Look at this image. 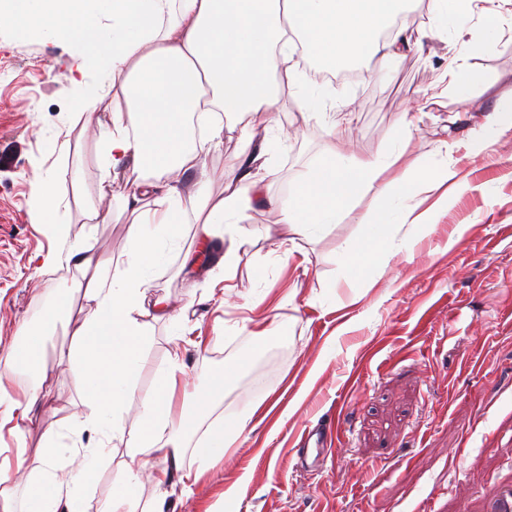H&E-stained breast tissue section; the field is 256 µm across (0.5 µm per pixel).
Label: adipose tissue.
I'll use <instances>...</instances> for the list:
<instances>
[{
    "mask_svg": "<svg viewBox=\"0 0 512 512\" xmlns=\"http://www.w3.org/2000/svg\"><path fill=\"white\" fill-rule=\"evenodd\" d=\"M417 0H0V25L68 35L82 43V71H106L114 87L112 110L100 122V99L86 94L79 106L86 124H98L104 141L107 180L132 181L126 205L136 217L129 231V255L112 264L78 250V264L91 271L85 304L74 330L68 359L84 392L88 408L74 429V447L82 451L77 467H59L57 437H47L34 457L17 454L12 471L20 492L0 500V512H85L83 492L95 462L109 454L122 436L126 417L136 434L127 444L131 459L148 464L163 454L167 469L153 474L155 484L178 477L191 493L198 476L184 467V424L169 407L178 374L184 368L172 352L155 390L135 395L148 336L144 317L171 325L174 339L184 326L179 313L162 299L150 300L154 273L180 248V216L191 210L201 219L202 250H209L212 225L241 221L239 201L250 192L264 204L265 186L275 170L268 162L267 141H260L241 161L237 175L213 194L203 164L206 141L190 136V117L201 105L235 116L247 137L255 135V117L264 115L267 129L277 128L279 100L296 87L303 71L294 55L298 48L334 70L356 57L380 56L397 62L425 39L447 36L460 16L478 18L494 29L512 25V8L489 12L482 0H428L418 24L409 14ZM108 26H100L101 17ZM410 141L406 120H399L390 145L380 154L359 159L347 155L342 143H325L320 158L288 195L283 223L292 235L282 241L285 253L321 234L325 225L349 215L351 201L370 194L381 203L379 216L394 224L428 229L429 212H417L416 196L446 201L449 191L467 189L452 159L453 146L441 141L439 163L424 162L389 179L385 173L404 156ZM198 176V187L183 194L180 178ZM378 224L367 227L340 253L342 266L356 274L385 266L389 252ZM71 306L68 293H56L43 305L36 325L22 326V341L13 355L32 377L22 392L0 378V430L22 436L44 404L41 380L48 371L43 357L45 338L62 322ZM255 411L225 423H211L197 442L200 468L219 463L224 447L247 430ZM91 440H81V433Z\"/></svg>",
    "mask_w": 512,
    "mask_h": 512,
    "instance_id": "obj_1",
    "label": "adipose tissue"
}]
</instances>
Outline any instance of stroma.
<instances>
[{
  "mask_svg": "<svg viewBox=\"0 0 512 512\" xmlns=\"http://www.w3.org/2000/svg\"><path fill=\"white\" fill-rule=\"evenodd\" d=\"M459 24L474 45L471 63L485 80L474 98L491 111L512 95V31L487 34L475 19ZM494 39L492 51L481 48ZM81 44L0 26V369L14 364L13 346L23 323L39 317V297L62 290L81 308L86 281L66 278L71 255L92 244L113 263L126 261L130 214L122 210L123 181L104 179L98 129H84L78 114L82 94H102L112 108L106 75H81ZM439 38L399 62L364 58L350 77L317 81L318 63L307 52L298 60L306 79L300 91L280 99V126L272 133L276 176L267 184L270 204L245 206L238 224H218L217 238L248 241V261L226 268L223 249L212 252L203 272L183 267L197 226L186 216L182 251L159 270L153 297L187 308L191 326L210 343L197 350L173 347L168 328L148 321L149 341L135 380L136 396L153 392L172 350L185 373L171 405L188 424L232 418L261 395L275 409L253 431L244 432L223 460L183 496L177 482H143L140 507L155 496L168 512H484L486 496L512 484V126L505 127L488 155L472 154L466 142L473 124L455 97L434 98L444 68ZM332 99L315 112L301 105L304 93ZM350 121H340V114ZM407 116L413 136L394 174L433 159L439 141L454 142L456 165L469 172L472 188L452 195L433 215L429 234L411 226L389 229L394 255L387 266L364 277L340 263L344 241L373 220L380 204L372 196L352 202V212L325 233L285 254L279 244L291 234L280 207L288 188L316 162L325 142L338 137L356 157L378 154ZM246 140L225 132L205 154L210 189L220 194L238 167ZM52 183L55 219L71 226L68 239L49 235L33 218L36 180ZM111 209L118 221L88 222L90 209ZM230 279L231 296L213 291ZM274 316L277 327L256 342L250 314ZM73 317L46 338L50 367L43 383L47 404L23 439L0 436V456L14 457L18 444L35 452L43 434L63 446L62 464L77 466L71 422L86 413L76 376L61 353L71 344ZM254 357L242 371L245 352ZM224 378V395L212 415L185 406L186 393ZM341 414V433L321 466L296 467L302 432L326 415ZM133 424L114 440L109 458L98 461L87 488L86 508L97 512L123 481ZM243 482L239 498L225 489Z\"/></svg>",
  "mask_w": 512,
  "mask_h": 512,
  "instance_id": "obj_1",
  "label": "stroma"
}]
</instances>
